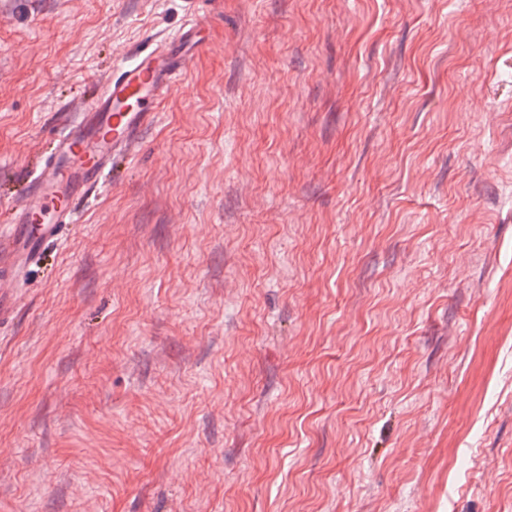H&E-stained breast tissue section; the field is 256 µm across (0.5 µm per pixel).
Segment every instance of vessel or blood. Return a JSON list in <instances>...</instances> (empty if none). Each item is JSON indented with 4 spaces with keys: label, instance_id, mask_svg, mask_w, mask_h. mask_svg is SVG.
I'll return each instance as SVG.
<instances>
[{
    "label": "vessel or blood",
    "instance_id": "b4317fda",
    "mask_svg": "<svg viewBox=\"0 0 512 512\" xmlns=\"http://www.w3.org/2000/svg\"><path fill=\"white\" fill-rule=\"evenodd\" d=\"M199 26H185L132 62L113 67L103 90L71 110L62 134L11 206L12 224L0 235V320L15 305L10 288L60 239L75 217L79 197L98 187L115 158H134L160 105L201 49Z\"/></svg>",
    "mask_w": 512,
    "mask_h": 512
}]
</instances>
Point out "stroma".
Segmentation results:
<instances>
[{"instance_id": "stroma-1", "label": "stroma", "mask_w": 512, "mask_h": 512, "mask_svg": "<svg viewBox=\"0 0 512 512\" xmlns=\"http://www.w3.org/2000/svg\"><path fill=\"white\" fill-rule=\"evenodd\" d=\"M138 156L0 323V512H512V0H202ZM188 0H0V233Z\"/></svg>"}]
</instances>
